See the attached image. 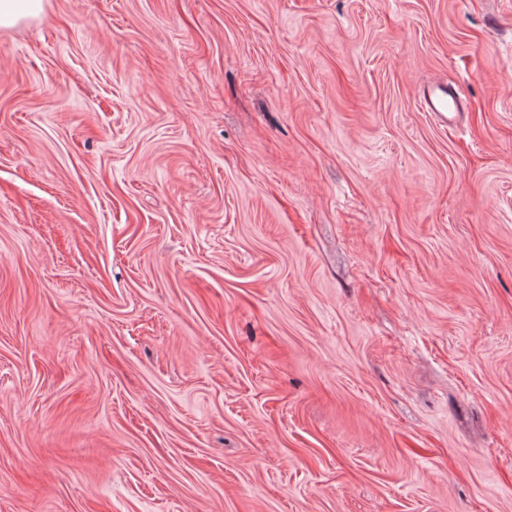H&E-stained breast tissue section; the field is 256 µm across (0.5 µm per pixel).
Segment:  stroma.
Wrapping results in <instances>:
<instances>
[{
	"mask_svg": "<svg viewBox=\"0 0 512 512\" xmlns=\"http://www.w3.org/2000/svg\"><path fill=\"white\" fill-rule=\"evenodd\" d=\"M0 512H512V0L0 28ZM421 104L427 112H438L442 122H448V126L457 123L460 100L446 85L435 83L425 86L421 91Z\"/></svg>",
	"mask_w": 512,
	"mask_h": 512,
	"instance_id": "obj_1",
	"label": "stroma"
}]
</instances>
